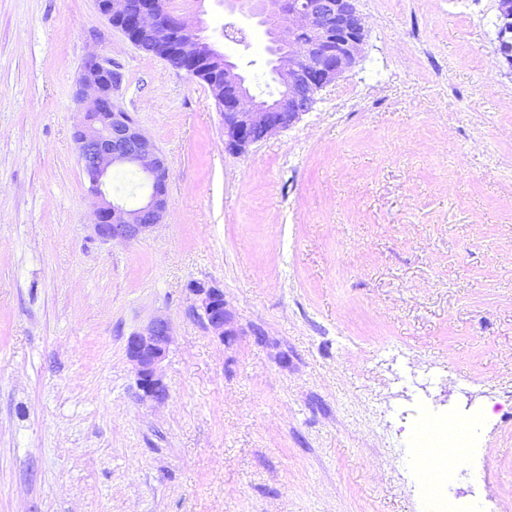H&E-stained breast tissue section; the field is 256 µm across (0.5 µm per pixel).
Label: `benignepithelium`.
<instances>
[{
    "label": "benign epithelium",
    "mask_w": 512,
    "mask_h": 512,
    "mask_svg": "<svg viewBox=\"0 0 512 512\" xmlns=\"http://www.w3.org/2000/svg\"><path fill=\"white\" fill-rule=\"evenodd\" d=\"M100 13L133 43L162 33L163 59L173 67L224 84L220 103L225 148L243 152L250 145L289 129L310 112L317 96L355 62L365 37V25L354 0H225L243 16L267 27L272 46V71L281 87L272 103L256 98L217 43L202 35L178 14L166 12L160 0H97ZM512 0H497V38L501 50H512ZM122 76L112 62L86 58L77 97L85 108L73 125L78 161L93 200L96 235L105 242L130 244L160 225L170 210L168 168L155 143L136 121L115 103ZM126 166L141 177L143 196L134 205L109 198L107 178L112 168ZM193 315L219 341L240 333L224 290L193 282ZM173 341L170 320L158 315L127 340L142 399L163 403L169 393L162 363Z\"/></svg>",
    "instance_id": "7a95c632"
}]
</instances>
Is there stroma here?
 <instances>
[{
    "label": "stroma",
    "instance_id": "35a3bbf8",
    "mask_svg": "<svg viewBox=\"0 0 512 512\" xmlns=\"http://www.w3.org/2000/svg\"><path fill=\"white\" fill-rule=\"evenodd\" d=\"M497 0H356L353 67L289 130L236 154L202 80L113 28L97 0H0V512H424L405 428L485 409V467L512 512V58ZM182 14L251 93L280 86L256 20ZM242 43L223 39L227 22ZM166 159L164 222L94 232L72 127L89 54ZM217 285L240 328L191 312ZM167 316L168 399H141L126 342ZM400 345L426 407L378 364ZM403 407L405 418L393 410ZM188 290L194 299V304L191 307L193 315L219 343L224 344L225 340L239 335L240 330L224 300L223 288L193 282L189 285Z\"/></svg>",
    "mask_w": 512,
    "mask_h": 512
}]
</instances>
